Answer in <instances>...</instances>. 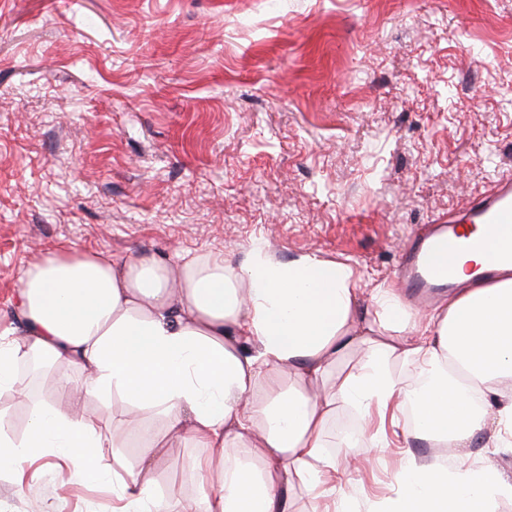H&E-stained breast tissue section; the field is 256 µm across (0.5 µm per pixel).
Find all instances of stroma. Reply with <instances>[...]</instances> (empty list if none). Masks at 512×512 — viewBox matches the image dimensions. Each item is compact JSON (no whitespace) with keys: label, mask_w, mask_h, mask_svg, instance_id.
<instances>
[{"label":"stroma","mask_w":512,"mask_h":512,"mask_svg":"<svg viewBox=\"0 0 512 512\" xmlns=\"http://www.w3.org/2000/svg\"><path fill=\"white\" fill-rule=\"evenodd\" d=\"M512 178V0H0V337L20 339L23 270L61 251L122 261L223 255L352 264L396 288L409 233ZM95 423L137 473L129 407L62 397L55 372L0 394ZM172 442L147 473L198 497ZM362 497L395 449L360 446ZM112 480L49 456L0 467V512H113Z\"/></svg>","instance_id":"stroma-1"}]
</instances>
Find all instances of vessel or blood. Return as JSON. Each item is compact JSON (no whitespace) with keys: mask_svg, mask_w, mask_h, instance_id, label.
Returning a JSON list of instances; mask_svg holds the SVG:
<instances>
[{"mask_svg":"<svg viewBox=\"0 0 512 512\" xmlns=\"http://www.w3.org/2000/svg\"><path fill=\"white\" fill-rule=\"evenodd\" d=\"M512 222V181H499L493 192L471 206L465 219L442 218L418 227L399 265L398 284L405 293L429 301L438 290L453 287L454 256L464 250L488 249L489 266L512 257V242L499 239L500 225Z\"/></svg>","mask_w":512,"mask_h":512,"instance_id":"1","label":"vessel or blood"}]
</instances>
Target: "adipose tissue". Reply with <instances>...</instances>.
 Instances as JSON below:
<instances>
[{
	"label": "adipose tissue",
	"instance_id": "adipose-tissue-1",
	"mask_svg": "<svg viewBox=\"0 0 512 512\" xmlns=\"http://www.w3.org/2000/svg\"><path fill=\"white\" fill-rule=\"evenodd\" d=\"M483 262L482 252L461 254V289L421 311L386 287L363 292L348 263L284 261L261 244L238 267L63 251L22 274L23 340L0 341V392L43 358L62 394L118 392L160 412L169 435L201 450L191 478L220 479L218 494L180 512H292L299 493L322 512H355L358 486L327 449L340 402L360 420L346 447L362 439L402 451L390 495L368 512H497L512 503V477L464 453L477 440L512 452V264L472 281ZM356 347L364 363L327 389ZM394 358L416 366L414 385L393 374ZM29 411L21 437L0 425L1 463L49 455L96 472V425L40 401ZM417 437L454 448L451 462L417 456Z\"/></svg>",
	"mask_w": 512,
	"mask_h": 512
}]
</instances>
